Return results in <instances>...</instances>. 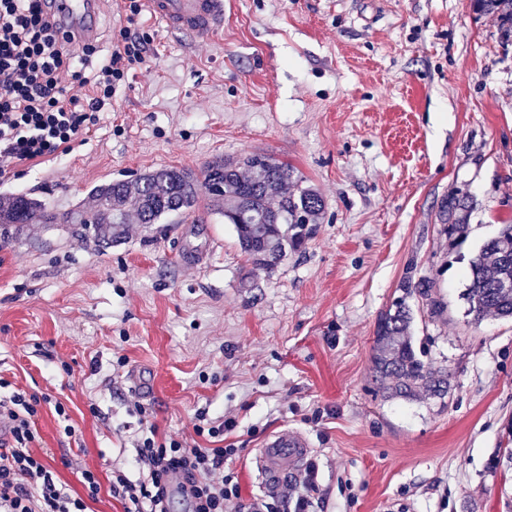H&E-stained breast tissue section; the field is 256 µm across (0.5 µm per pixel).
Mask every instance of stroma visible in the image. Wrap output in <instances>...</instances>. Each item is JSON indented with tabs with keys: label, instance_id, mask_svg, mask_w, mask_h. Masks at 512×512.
I'll use <instances>...</instances> for the list:
<instances>
[{
	"label": "stroma",
	"instance_id": "1",
	"mask_svg": "<svg viewBox=\"0 0 512 512\" xmlns=\"http://www.w3.org/2000/svg\"><path fill=\"white\" fill-rule=\"evenodd\" d=\"M127 25L147 61L97 131L0 177L1 196L65 210L105 181L261 153L325 209L269 270L202 210L128 224L108 245L70 224L9 227L0 379L63 403L68 421L46 406L37 418L61 481L138 477L137 400L159 434L189 442L197 412L233 419L224 445L247 499L264 493V439L285 427L318 465L313 512H512V320L472 323L463 298L473 252L512 222V46L497 19L472 0H224L223 31L185 44L148 14L126 23L113 0L101 55ZM453 190L474 200L459 247L438 222ZM411 264L447 304L431 318L409 301L417 344L451 375L441 402L384 399L370 373L377 317Z\"/></svg>",
	"mask_w": 512,
	"mask_h": 512
}]
</instances>
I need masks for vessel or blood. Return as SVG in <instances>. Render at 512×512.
I'll return each mask as SVG.
<instances>
[{
    "mask_svg": "<svg viewBox=\"0 0 512 512\" xmlns=\"http://www.w3.org/2000/svg\"><path fill=\"white\" fill-rule=\"evenodd\" d=\"M150 18L162 25L171 37L198 41L214 37L224 27V0H144ZM96 0H52L53 11L71 20L76 37L72 50L97 36ZM310 448L296 432H275L259 451L258 469L265 491H273L279 481L307 459Z\"/></svg>",
    "mask_w": 512,
    "mask_h": 512,
    "instance_id": "obj_1",
    "label": "vessel or blood"
}]
</instances>
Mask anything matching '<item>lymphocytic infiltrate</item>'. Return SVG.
<instances>
[{
  "label": "lymphocytic infiltrate",
  "mask_w": 512,
  "mask_h": 512,
  "mask_svg": "<svg viewBox=\"0 0 512 512\" xmlns=\"http://www.w3.org/2000/svg\"><path fill=\"white\" fill-rule=\"evenodd\" d=\"M73 38L46 0H0V176L15 168L68 153L74 142L95 132L103 110L129 71L145 60V41L121 28L112 51L99 59L96 42L73 56ZM40 401L15 390L0 395V420L8 436L0 441V512H87L101 488L123 502L125 512H168L164 483L178 478L189 512H310L317 469L308 466L285 491L243 499L234 475L224 467L236 454L224 447L231 421L208 420L198 413L194 432L203 444L193 446L147 427L136 449L142 477L131 480L115 471L108 485L83 470V494L62 484L48 452H38L36 415Z\"/></svg>",
  "instance_id": "f902f5d3"
}]
</instances>
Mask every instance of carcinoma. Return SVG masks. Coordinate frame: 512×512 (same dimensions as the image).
Returning <instances> with one entry per match:
<instances>
[{
    "label": "carcinoma",
    "instance_id": "1",
    "mask_svg": "<svg viewBox=\"0 0 512 512\" xmlns=\"http://www.w3.org/2000/svg\"><path fill=\"white\" fill-rule=\"evenodd\" d=\"M474 10L499 20L501 38L512 43V0H473ZM93 205L57 211L24 193L0 196V226L78 224L93 229L98 239L118 243L131 220L147 226L173 215H188L206 201L210 213L234 226L240 249L257 269L268 270L302 249L319 223L324 201L319 192L290 165L260 153L235 161L209 162L197 176L170 167L131 180H113L94 186ZM473 199L459 191L445 196L439 209L444 233L463 239ZM402 296L377 320L371 355L373 381L384 397L406 402L444 399L450 388L448 369L427 360L412 335L413 311L407 299L417 297L430 316L444 312L445 303L435 282L406 269L399 284ZM472 321L485 317L512 319V224H503L497 236L484 242L469 262L463 293Z\"/></svg>",
    "mask_w": 512,
    "mask_h": 512
}]
</instances>
